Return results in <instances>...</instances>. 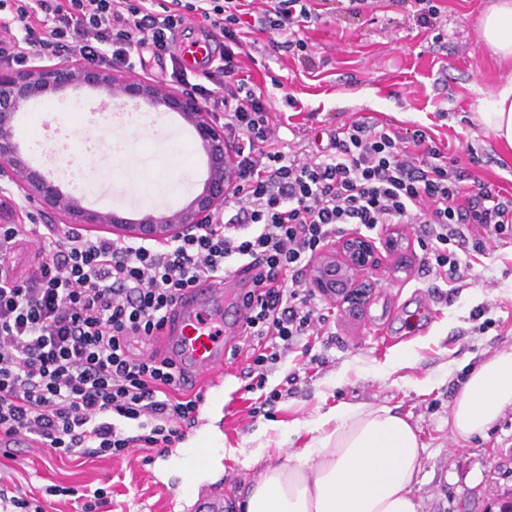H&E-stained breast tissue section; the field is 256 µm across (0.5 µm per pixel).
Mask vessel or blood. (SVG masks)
<instances>
[{"label":"vessel or blood","mask_w":512,"mask_h":512,"mask_svg":"<svg viewBox=\"0 0 512 512\" xmlns=\"http://www.w3.org/2000/svg\"><path fill=\"white\" fill-rule=\"evenodd\" d=\"M158 341L174 351L186 380V389L200 398L224 381L228 350L224 346V284L202 279L182 291L171 322ZM223 454L219 448H181L178 456L191 482L185 483L177 505L182 512H224V497L218 490L203 491L202 475L212 474L211 463Z\"/></svg>","instance_id":"obj_1"}]
</instances>
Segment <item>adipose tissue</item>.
<instances>
[{
    "mask_svg": "<svg viewBox=\"0 0 512 512\" xmlns=\"http://www.w3.org/2000/svg\"><path fill=\"white\" fill-rule=\"evenodd\" d=\"M483 44L512 59V0L480 17ZM480 123L512 148V86L485 100ZM512 409V349L471 369L448 413L453 435L484 434ZM303 448L269 462L245 493L243 512H419L415 488L425 450L409 421L386 406L341 403L305 426Z\"/></svg>",
    "mask_w": 512,
    "mask_h": 512,
    "instance_id": "adipose-tissue-1",
    "label": "adipose tissue"
}]
</instances>
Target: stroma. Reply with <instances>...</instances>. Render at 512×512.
Returning a JSON list of instances; mask_svg holds the SVG:
<instances>
[{"label": "stroma", "instance_id": "1", "mask_svg": "<svg viewBox=\"0 0 512 512\" xmlns=\"http://www.w3.org/2000/svg\"><path fill=\"white\" fill-rule=\"evenodd\" d=\"M493 2L433 0L439 16L427 28L403 0H375L357 16L339 6L304 33L313 71L292 55L271 51L270 33L260 31L252 33L254 45L242 65L252 87L286 119L281 135L287 142L301 134L329 137L359 116L395 128L424 127L437 146L460 154L471 177L506 187L512 185V149L481 127L477 115L484 98L512 84V60L492 56L480 40L479 18ZM103 99L88 88L41 98L19 118L16 137L25 143L43 128L58 130L68 143L58 154L63 163L94 164L86 146L110 139L151 150L152 136L116 124ZM160 119L179 148L159 157L158 166H202L191 127L175 112ZM407 238L406 271L382 262L373 273L381 287L363 316L349 317L322 300L328 331L313 341L310 355L290 349L269 373L272 387L292 374L297 382L267 414H249L256 395L247 389L245 356L230 364L221 398L201 430L237 450L222 461L225 501L255 483L269 458L304 446L305 437L289 436V428L342 402L383 404L417 427L426 449L416 489L420 512H490L499 494L512 488V411L481 437L461 439L448 429L450 406L470 369L512 347V239L477 259L467 286L452 288L418 275L419 229L408 230ZM401 349L413 352V362L389 378L376 376L375 368ZM0 475L26 491L60 484L82 493L107 478L112 512H174L183 481L177 459L153 467L138 452L114 460L48 459L33 449L0 456Z\"/></svg>", "mask_w": 512, "mask_h": 512}]
</instances>
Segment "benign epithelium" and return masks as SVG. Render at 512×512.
<instances>
[{
	"mask_svg": "<svg viewBox=\"0 0 512 512\" xmlns=\"http://www.w3.org/2000/svg\"><path fill=\"white\" fill-rule=\"evenodd\" d=\"M82 88L101 90L111 101H143L156 110L176 112L192 127L206 172L201 189L185 206L173 212H148L137 219L117 212L102 213L85 207L83 196L63 192L31 165V149L16 138V117L33 100ZM235 172L236 155L224 126L187 93L84 59L0 71V181L14 184L25 199L38 203L62 224L106 227L123 239L168 241L182 237L211 223L224 209L236 185ZM380 263L376 242L352 231L322 249L310 265L307 285L344 312L359 317L377 288V282L365 273Z\"/></svg>",
	"mask_w": 512,
	"mask_h": 512,
	"instance_id": "7a95c632",
	"label": "benign epithelium"
}]
</instances>
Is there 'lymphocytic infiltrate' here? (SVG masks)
Here are the masks:
<instances>
[{
	"instance_id": "f902f5d3",
	"label": "lymphocytic infiltrate",
	"mask_w": 512,
	"mask_h": 512,
	"mask_svg": "<svg viewBox=\"0 0 512 512\" xmlns=\"http://www.w3.org/2000/svg\"><path fill=\"white\" fill-rule=\"evenodd\" d=\"M328 2L266 0L256 24L271 31L273 50H302ZM245 14V0H0V66L37 53L131 70L148 52L170 61L169 82L185 86L237 143L231 215L167 244L0 225V258L31 234L43 240L29 276L0 265V438L25 435L62 458L112 459L179 440L199 398L184 393L173 360L135 354L129 342L158 336L181 291L199 279H223L235 265L252 273L242 345L248 388L263 409L282 397L267 389V370L325 327L302 271L345 225H421L422 270L456 287L474 256L512 236V188L465 182L458 157L428 129L365 117L317 151L286 148L269 99L241 75L254 24ZM196 18L224 50L193 83L172 54ZM14 27L22 38L8 37Z\"/></svg>"
}]
</instances>
